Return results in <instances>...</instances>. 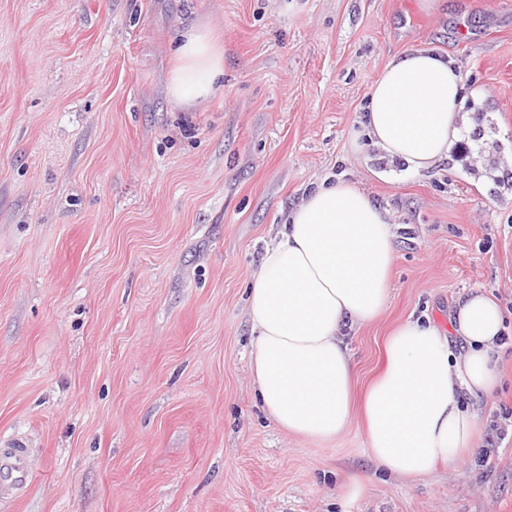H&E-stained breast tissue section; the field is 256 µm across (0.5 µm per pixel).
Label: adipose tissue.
I'll return each instance as SVG.
<instances>
[{"instance_id":"1","label":"adipose tissue","mask_w":512,"mask_h":512,"mask_svg":"<svg viewBox=\"0 0 512 512\" xmlns=\"http://www.w3.org/2000/svg\"><path fill=\"white\" fill-rule=\"evenodd\" d=\"M168 92L182 108L207 100L224 75V50L207 23L180 32ZM461 78L448 60L416 49L393 57L372 85L366 135L412 172L447 156ZM386 211L350 182L320 183L267 244L248 286L256 336L255 395L278 428L326 445L361 409L365 447L380 468L416 478L475 452L474 400L498 385L501 313L483 293L461 298L451 332L409 319L385 342L386 366L354 395L347 332L377 319L395 262Z\"/></svg>"}]
</instances>
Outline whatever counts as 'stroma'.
Returning a JSON list of instances; mask_svg holds the SVG:
<instances>
[{
	"label": "stroma",
	"instance_id": "obj_1",
	"mask_svg": "<svg viewBox=\"0 0 512 512\" xmlns=\"http://www.w3.org/2000/svg\"><path fill=\"white\" fill-rule=\"evenodd\" d=\"M195 21L224 78L189 112L166 85ZM413 47L459 69L477 161L351 152ZM325 179L393 225L388 305L349 337L359 385L393 328L447 326L470 292L512 328V0H0V457L21 440L33 475L0 512H512V435L409 480L360 422L322 448L258 404L245 290ZM500 371L486 438L512 415V346Z\"/></svg>",
	"mask_w": 512,
	"mask_h": 512
}]
</instances>
